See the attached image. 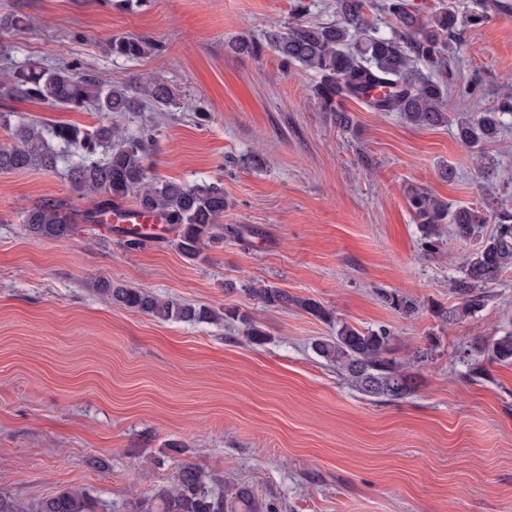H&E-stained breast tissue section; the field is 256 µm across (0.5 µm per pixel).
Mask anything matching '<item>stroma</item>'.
I'll return each instance as SVG.
<instances>
[{
    "mask_svg": "<svg viewBox=\"0 0 512 512\" xmlns=\"http://www.w3.org/2000/svg\"><path fill=\"white\" fill-rule=\"evenodd\" d=\"M409 2L424 16L448 7L483 17L448 51V111L475 115L512 99V0ZM294 3L151 0L128 12L110 0H0V14L35 20L9 34L0 72L69 61L106 79L161 76L180 87L183 109L112 122L150 130L148 178L223 186L224 226L250 239L225 236L192 263L172 230L140 247L104 224L35 238L24 211L67 196L65 181L0 172V493L28 503L83 486L105 512H137L187 461L215 474L219 491L250 487L279 512H512V365L471 349L512 329V271L484 308L443 325L432 310L455 304L449 286L476 244L448 231L439 254H425L406 198L417 186L453 206L512 208V115L488 148L487 179L453 127L412 126L350 100L354 125L339 129L313 73L270 51L254 59L227 48L293 22ZM118 35L163 50L117 56ZM101 277L248 313L267 341L250 345L227 322L160 323L110 307L89 286ZM254 282L320 300L359 328H390L397 359L431 348L417 391L395 402L358 393L311 347L335 326L262 308ZM381 289L414 299L418 315L384 306Z\"/></svg>",
    "mask_w": 512,
    "mask_h": 512,
    "instance_id": "obj_1",
    "label": "stroma"
}]
</instances>
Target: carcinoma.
Instances as JSON below:
<instances>
[{
  "mask_svg": "<svg viewBox=\"0 0 512 512\" xmlns=\"http://www.w3.org/2000/svg\"><path fill=\"white\" fill-rule=\"evenodd\" d=\"M364 0H336V22L297 23L266 30L259 40L240 37L228 44L238 55L259 57L272 51L287 67L315 73V92L323 111L336 126L347 130L353 117L343 108L346 99H359L375 112H397L408 124L436 128L452 125L456 139L475 158L479 177L490 176L491 167L484 147L497 140L502 115L512 111L506 99L497 109L477 118L456 117L445 108L448 85L454 74L448 68L449 41L458 38L463 20L445 10L423 17L412 10L408 0H384L381 9L394 19L384 32L364 15ZM30 25L28 18L7 13L0 16V57L9 56L3 42L6 33ZM112 53L142 58L162 51V45L143 36L112 38ZM3 100L37 101L55 109L93 111L103 116L137 112L150 101L158 112L180 108L181 94L163 78L142 81H111L74 71L72 66L52 69L35 65L16 67L0 82ZM0 124L10 130L13 144L0 147V172L39 169L63 174L70 196L42 199L24 213L28 234L45 239L72 236L80 224H102L112 208L131 198L135 206L160 216L176 230L175 248L188 261L202 258L205 247L224 241L220 224L226 208L224 188L217 183L189 185L171 180H147L145 156L148 138L124 136L110 122L92 127L66 123L50 124L37 119L14 120L0 113ZM95 197L93 208L78 210L72 199ZM408 201L420 220L428 251L438 248L442 226L452 225L460 240H477V248L462 264V275L451 284L457 303L438 306L433 314L441 323H454L485 306L488 286L512 269V211L493 207L459 205L425 189L414 188ZM490 233H484L488 224ZM93 291L106 302L147 315L158 322L232 321L241 325L246 340L261 346L267 340L263 325L249 314L235 310L217 311L172 298H163L144 288L116 283L108 278L94 281ZM258 303L267 310L296 307L323 322L334 321V311L311 297H299L270 285L251 288ZM379 300L405 317L419 312L413 299L385 291ZM396 338L380 326L361 329L344 323L336 335L318 339L313 351L346 376L351 385L369 398L399 401L414 393L418 383L412 368L428 361L429 350L419 349L411 358L393 357ZM491 359L512 363V330L492 337L478 348ZM216 478L195 464L179 466L177 483L157 493L154 502L140 512H276L270 502H261L248 487L234 495L216 492ZM100 503L85 488H66L23 505L0 494V512H98Z\"/></svg>",
  "mask_w": 512,
  "mask_h": 512,
  "instance_id": "carcinoma-1",
  "label": "carcinoma"
}]
</instances>
